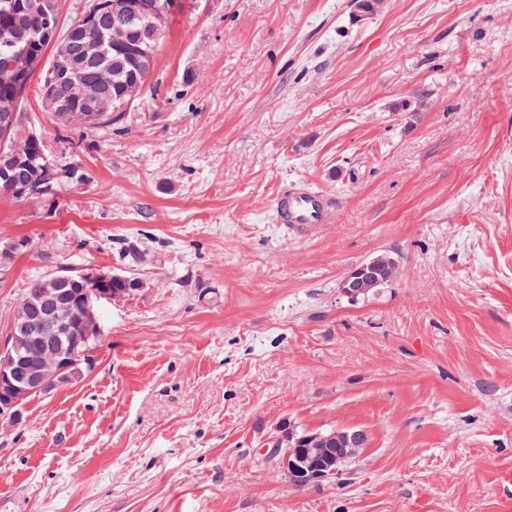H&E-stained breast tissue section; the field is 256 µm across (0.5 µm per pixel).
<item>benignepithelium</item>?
I'll list each match as a JSON object with an SVG mask.
<instances>
[{
  "mask_svg": "<svg viewBox=\"0 0 512 512\" xmlns=\"http://www.w3.org/2000/svg\"><path fill=\"white\" fill-rule=\"evenodd\" d=\"M177 6V0H91L83 15L65 33H59L54 13H44L39 30L29 34L27 44L18 47L6 58L7 69L17 87V94L42 72H47L42 95L43 111L52 113L57 121L69 122L73 116L65 105L80 107L82 118L88 121L112 111L111 98L101 86L86 83L80 73L84 63L93 58L98 49V36L102 23L109 16L150 17L152 23L145 30L146 38L155 37L167 16ZM13 14V28L30 29L31 8L9 5ZM114 43L126 55L137 60L146 55L139 42L117 27ZM51 65H46V62ZM21 108L0 117V159L14 169L38 168L45 178L41 182L25 179L10 181L11 192L18 198L52 195L54 185L63 176L73 177L77 164L58 165L48 153H34L28 143L11 137V128ZM83 288L77 297L82 315V330L76 333L69 319L71 302L64 285L71 282L68 275H47L48 281L36 291L23 297L13 310L9 334L0 343V420L16 421L21 406L33 396L46 395L61 383L81 378L79 364L90 362L88 343L100 333L101 307L120 296L112 292L109 284L118 274L101 269H87L79 273Z\"/></svg>",
  "mask_w": 512,
  "mask_h": 512,
  "instance_id": "7a95c632",
  "label": "benign epithelium"
}]
</instances>
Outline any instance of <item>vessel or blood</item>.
Segmentation results:
<instances>
[{"label":"vessel or blood","instance_id":"1","mask_svg":"<svg viewBox=\"0 0 512 512\" xmlns=\"http://www.w3.org/2000/svg\"><path fill=\"white\" fill-rule=\"evenodd\" d=\"M335 205L334 197L305 182L282 187L273 201L278 222L298 236L330 223Z\"/></svg>","mask_w":512,"mask_h":512}]
</instances>
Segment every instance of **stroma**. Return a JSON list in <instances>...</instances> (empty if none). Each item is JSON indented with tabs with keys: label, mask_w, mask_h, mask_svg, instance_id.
<instances>
[{
	"label": "stroma",
	"mask_w": 512,
	"mask_h": 512,
	"mask_svg": "<svg viewBox=\"0 0 512 512\" xmlns=\"http://www.w3.org/2000/svg\"><path fill=\"white\" fill-rule=\"evenodd\" d=\"M23 104L85 180L0 196L31 279L110 270L82 379L0 421V512H512V0H182L112 127ZM336 201L298 237L291 181ZM137 240L140 263L122 251ZM380 253L399 272L353 299ZM360 429L294 485L281 429ZM397 273L398 265L395 259L389 254H379L352 269L342 279L340 288L354 298L365 297L375 288L395 278ZM350 285L353 288H349Z\"/></svg>",
	"instance_id": "stroma-1"
}]
</instances>
